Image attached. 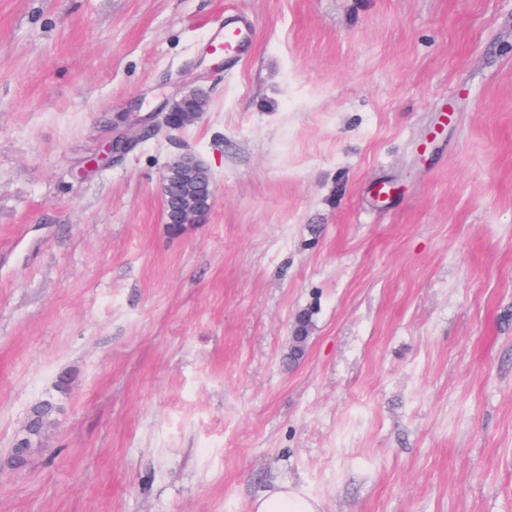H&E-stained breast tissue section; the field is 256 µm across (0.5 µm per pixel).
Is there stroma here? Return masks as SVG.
<instances>
[{
    "label": "stroma",
    "mask_w": 512,
    "mask_h": 512,
    "mask_svg": "<svg viewBox=\"0 0 512 512\" xmlns=\"http://www.w3.org/2000/svg\"><path fill=\"white\" fill-rule=\"evenodd\" d=\"M47 398L0 512H512V0H0V455ZM253 38L252 31L243 22L225 16L223 29L210 39L211 52L223 57L224 65H231L247 52ZM200 93L202 97L198 98L196 103L190 107H180V103L185 96L184 94L173 100L167 111L161 113L160 121L156 123L155 126H157L158 129L165 128L170 131H178L194 124L201 118L207 106L206 95L202 92ZM166 196H168L169 212H172L174 215L171 218L168 214L167 224L185 226L196 221L195 215H201V207L196 197L192 195H179L171 202V196L168 191L163 194V198ZM250 512H323L321 502L301 487L278 484L252 501Z\"/></svg>",
    "instance_id": "1"
}]
</instances>
